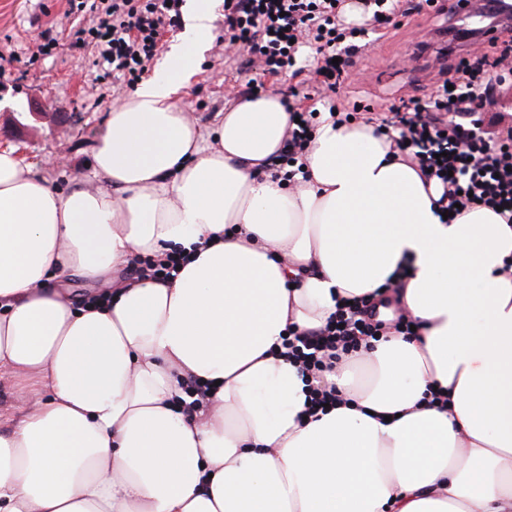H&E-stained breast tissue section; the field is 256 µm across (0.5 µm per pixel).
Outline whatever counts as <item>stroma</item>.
<instances>
[{"label": "stroma", "mask_w": 512, "mask_h": 512, "mask_svg": "<svg viewBox=\"0 0 512 512\" xmlns=\"http://www.w3.org/2000/svg\"><path fill=\"white\" fill-rule=\"evenodd\" d=\"M67 8V0H0V38L9 34L15 43H29L41 30L59 26ZM448 25L445 17L427 13L405 20L385 44L368 47L355 60L340 98L364 105L428 99L437 75L429 65L436 55L429 34ZM93 58L90 48L35 61L22 51L6 67L8 79L0 81V149H14L62 188L74 178H91L92 154L110 108L91 88ZM236 76V63L207 52L183 79L178 100L200 124L216 125L229 107L227 82Z\"/></svg>", "instance_id": "1"}]
</instances>
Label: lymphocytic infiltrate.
I'll list each match as a JSON object with an SVG mask.
<instances>
[{
  "label": "lymphocytic infiltrate",
  "instance_id": "1",
  "mask_svg": "<svg viewBox=\"0 0 512 512\" xmlns=\"http://www.w3.org/2000/svg\"><path fill=\"white\" fill-rule=\"evenodd\" d=\"M182 0H69L70 13L83 14L81 24L69 28L66 40L51 29L42 30L32 59L61 50H95L96 83L110 85L121 78L134 87L148 72L166 34L180 23ZM345 0H224V23L215 39L218 54L227 46L243 47L250 62L258 63L262 79H248L244 92L258 95L264 77L290 72L302 78L311 104L299 111V123L289 127L278 169L285 180L300 173L299 161L312 137V123L321 110L337 112L335 95L347 78L354 56L367 46L369 34L400 27L403 18L421 13L422 0H361L366 14L361 26L344 23ZM315 54L301 61L300 51ZM512 47L501 53L466 57L443 70L429 99H400L389 108L379 128L405 148L421 171L430 172L443 186V213L455 207L480 204L499 209L512 225V128L494 133L485 127L484 103L490 99L492 77ZM374 307L360 299L339 306L325 326L295 331L283 342L288 358L298 363L303 377L316 380L311 390L313 409L336 404L335 389L320 386L323 373L360 349L370 347L381 332Z\"/></svg>",
  "mask_w": 512,
  "mask_h": 512
}]
</instances>
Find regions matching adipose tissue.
Returning a JSON list of instances; mask_svg holds the SVG:
<instances>
[{
  "instance_id": "ef3b65f1",
  "label": "adipose tissue",
  "mask_w": 512,
  "mask_h": 512,
  "mask_svg": "<svg viewBox=\"0 0 512 512\" xmlns=\"http://www.w3.org/2000/svg\"><path fill=\"white\" fill-rule=\"evenodd\" d=\"M214 19L188 0L160 73L110 107L92 179L63 190L0 151V380L22 402L0 512H512V225L480 205L443 223L438 182L371 124L323 117L306 181L273 177L279 96L215 126L174 98ZM180 250L174 279L123 275ZM400 270L419 336L338 363L341 403L307 416L289 328ZM190 377L211 396L188 415Z\"/></svg>"
}]
</instances>
